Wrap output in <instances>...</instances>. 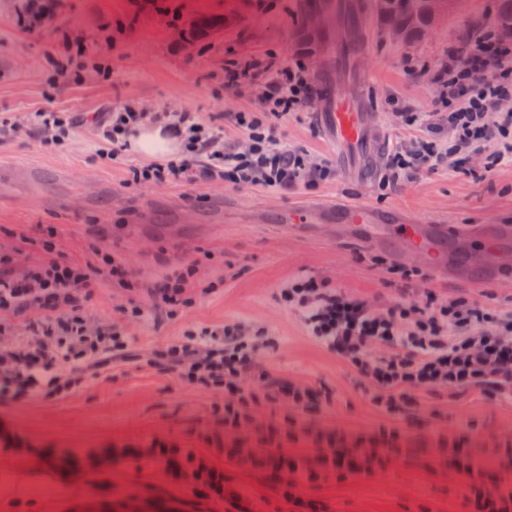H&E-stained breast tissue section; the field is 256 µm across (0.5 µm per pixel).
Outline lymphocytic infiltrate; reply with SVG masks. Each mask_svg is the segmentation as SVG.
Segmentation results:
<instances>
[{
  "label": "lymphocytic infiltrate",
  "instance_id": "lymphocytic-infiltrate-1",
  "mask_svg": "<svg viewBox=\"0 0 512 512\" xmlns=\"http://www.w3.org/2000/svg\"><path fill=\"white\" fill-rule=\"evenodd\" d=\"M477 73L482 81H474ZM433 82L439 95L429 110L400 107L395 112L399 125L416 136L409 148L395 149L388 181L397 182L416 168L463 169L469 154L489 147L494 164L512 163V112L498 109L500 101L512 98V42L484 33L449 47ZM247 84L257 89V107L231 118L247 135V150L225 143L223 129L202 123L195 113L166 112L162 118L181 131L184 152L175 160L132 168V184L221 181L278 191L297 185L314 189L335 180L330 163L310 166L306 153L288 149L279 137L282 120L304 114L315 96L305 54L284 60L265 53L225 67V90ZM145 118L127 102L86 116L113 161L125 149L126 133ZM41 248V261L21 277L14 275L11 258L0 257V335L12 329L13 316L29 317L25 340L0 343V397L6 399L59 395L85 374L129 357L123 331L113 324L90 329L79 306L81 292L92 288L96 277L131 287L129 267L107 252L98 253L93 264L69 261L49 233ZM196 272L191 264L157 281L149 290L155 308L171 316L187 305L186 284ZM279 300L318 346L371 385L370 402L384 421L357 433L312 426L306 416L330 401V390L305 387L260 368L255 362L259 338L242 325L227 324L203 337L188 334L155 359L182 382L223 389L225 459L262 473L288 512H328L320 500L306 496V489L372 476L400 459L425 472L448 471L468 488L469 512H512V438L502 441L497 470L491 473L472 454L468 435L435 430L413 438L402 428L411 418L417 390L445 386L456 395L478 390L492 399H512V305L429 290L423 297L377 308L307 274L289 279ZM248 377L257 380L258 390L245 387ZM261 398L285 403L296 414L286 424L244 432L248 409ZM150 446L175 482L223 499L224 512H257L208 458L190 450L169 451L159 440Z\"/></svg>",
  "mask_w": 512,
  "mask_h": 512
}]
</instances>
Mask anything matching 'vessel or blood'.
I'll return each instance as SVG.
<instances>
[{"mask_svg":"<svg viewBox=\"0 0 512 512\" xmlns=\"http://www.w3.org/2000/svg\"><path fill=\"white\" fill-rule=\"evenodd\" d=\"M336 6L346 12L348 36H337V44L346 37H357L364 28L357 0H336ZM318 128L333 151L343 172L360 182L371 179L378 168L377 116L372 104L363 96H346L329 90L316 103ZM282 223L302 231H316L318 225H335L337 233L373 246L398 245L407 240L419 250L435 252L445 249L454 225L409 218L401 207H376L347 202L311 203L298 210L283 211Z\"/></svg>","mask_w":512,"mask_h":512,"instance_id":"obj_1","label":"vessel or blood"}]
</instances>
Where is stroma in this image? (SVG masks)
I'll list each match as a JSON object with an SVG mask.
<instances>
[{
	"instance_id": "stroma-1",
	"label": "stroma",
	"mask_w": 512,
	"mask_h": 512,
	"mask_svg": "<svg viewBox=\"0 0 512 512\" xmlns=\"http://www.w3.org/2000/svg\"><path fill=\"white\" fill-rule=\"evenodd\" d=\"M365 46L359 67L365 91L379 114L390 142L402 132L389 102L425 110L434 96L428 69L448 52L449 44L496 28L498 0H455L439 24L404 44L390 39L375 8L366 0ZM16 0H0V168L27 169L26 184L0 204V255H13L17 271L41 258L34 242L44 230L55 233L59 252L84 262L94 249L110 252L133 271L138 288L128 291L99 280L81 298L85 315L97 324L121 320L129 303L145 306L142 320L126 324L135 360L113 363L74 391L53 398L28 397L0 401V422L11 426L24 443L0 446V512H15L6 480L23 476L32 512H83L95 503L98 512H127L131 501L149 504L152 512H224L223 501L205 499L178 487L166 465L141 470L121 463L103 470L64 467L58 454L90 452L132 445L156 435L180 449L210 457L225 475L254 496L268 489L259 474L226 462L212 443L224 433V394L211 386L187 385L150 365L157 351L182 340L186 331L219 329L240 323L263 332L268 341L259 361L263 367L309 385L326 386L330 403L318 413L326 424L350 431L379 425L381 414L371 405L358 374L319 347L297 316L285 309L278 290L295 274L306 272L369 299L398 296L382 268L390 263L426 266L419 251L394 254L354 240L310 237L300 230L281 231L282 210L321 200L344 199L372 206H397L415 218L444 219L461 235L448 243L446 268L432 269L419 290L465 296L478 302L512 299V273L501 272L502 255L483 249L473 230L490 224L512 225V164L485 171V153L469 157L465 173L419 171L380 195L376 180L360 183L338 176L310 190L239 188L221 182L195 184H129L130 170L147 157L125 152L113 162L97 154L96 131L74 128L62 146L47 149L43 135L30 123L32 112L51 108L75 115L102 112L118 100L134 103L148 115L188 111L222 127L226 140L244 144L231 122L235 112L255 107L250 90L224 89V62L262 52L288 58L298 48V0H274L262 9L258 0H183L185 13L221 12L233 16L223 36L189 45L171 40L173 17L142 9L141 0H69L52 24L18 27ZM90 53L107 57L109 81L91 70L80 81L55 82L49 63L62 37ZM424 63L412 74L407 60ZM289 149L307 152L311 162L332 156L316 127L315 114L288 117L280 126ZM133 207L124 218L125 207ZM28 236L21 244L20 236ZM196 263L190 283V306L172 318L150 312L148 287L171 267ZM414 433L439 426L455 430L472 426L485 438L512 433V402L489 399L473 390L453 398L440 391H419ZM333 512H466L464 488L429 480L405 463L386 472L359 477L343 485L316 489Z\"/></svg>"
}]
</instances>
